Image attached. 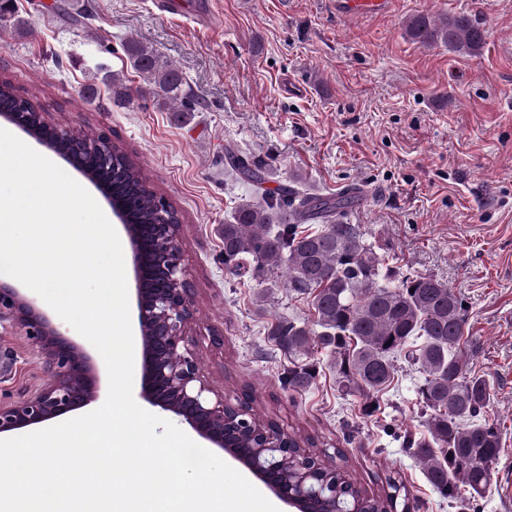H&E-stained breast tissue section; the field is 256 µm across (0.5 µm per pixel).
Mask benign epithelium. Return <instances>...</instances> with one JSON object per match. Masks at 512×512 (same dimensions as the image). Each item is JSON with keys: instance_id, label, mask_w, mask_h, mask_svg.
<instances>
[{"instance_id": "obj_1", "label": "benign epithelium", "mask_w": 512, "mask_h": 512, "mask_svg": "<svg viewBox=\"0 0 512 512\" xmlns=\"http://www.w3.org/2000/svg\"><path fill=\"white\" fill-rule=\"evenodd\" d=\"M0 117L27 134L35 119H44L40 112H6ZM92 149L97 152L102 166L112 164V139L103 136ZM157 228L151 261L161 269L163 276L149 289L144 287L145 255L139 230L134 224L124 225L130 241L142 345L140 397L174 416L209 447L246 466L291 508L307 500L311 485L336 487V472H324L314 457L307 454L297 458L294 488L274 482L260 470L258 458L261 455L267 456L269 469L276 467L279 459L292 455L288 433L273 423L254 428L253 448L230 447L237 430L246 423L250 405L240 399L232 403L215 393L201 376L195 360L180 351L192 317L190 288L180 235L167 218ZM5 320L26 328L41 342L51 379L20 401L0 402V435L63 420L98 399L101 378L91 353L63 337L35 298L0 280V322Z\"/></svg>"}]
</instances>
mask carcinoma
Segmentation results:
<instances>
[{
  "instance_id": "carcinoma-1",
  "label": "carcinoma",
  "mask_w": 512,
  "mask_h": 512,
  "mask_svg": "<svg viewBox=\"0 0 512 512\" xmlns=\"http://www.w3.org/2000/svg\"><path fill=\"white\" fill-rule=\"evenodd\" d=\"M409 38L422 45L442 43L467 55L476 51L484 32L464 15L439 21L415 15L407 24ZM127 53L134 69L171 101L170 111L183 119L194 111V101L183 93L179 69L151 48L131 42ZM16 96L10 81L0 80V113L14 112ZM81 166L112 185V198L121 202L130 224L141 226L144 248L152 246L147 225L159 221L161 199L149 188L137 165L117 145L112 146V172L101 170L96 156L80 157ZM224 167L254 187L264 181L262 164L228 148ZM362 189L349 186L332 197L306 193L296 184L282 187L257 203H243L224 224V265L240 267L249 258L255 268L284 265L288 287L311 297L314 327L275 323L268 338L298 363L288 371V385L307 390L316 365L308 360L314 348L327 351L336 364L339 383L365 397L388 387L394 358L407 352L423 378L417 394L426 414L427 436L410 447L427 482L441 497L461 503V486L468 498L490 490L502 448L500 428L482 419L490 403V384L469 370L476 350L466 335V308L462 298L444 281L422 274H403L383 265L359 226L343 222L358 202ZM321 223L312 232L301 224ZM402 486L394 478L387 490L368 499L374 512H396ZM310 500L336 512L356 508L346 495L331 501L325 493Z\"/></svg>"
}]
</instances>
